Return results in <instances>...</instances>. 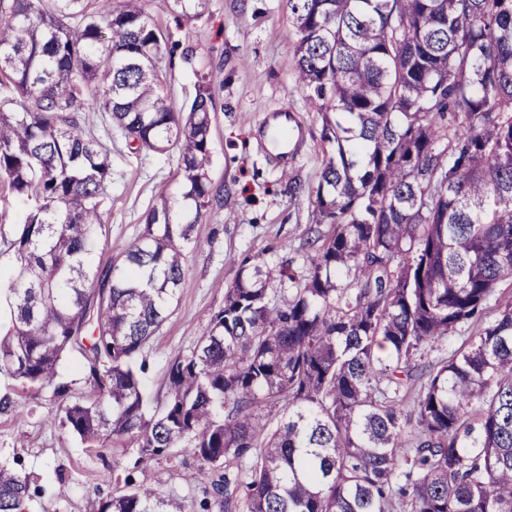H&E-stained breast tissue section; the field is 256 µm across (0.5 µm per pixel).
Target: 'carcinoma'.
Instances as JSON below:
<instances>
[{
  "instance_id": "obj_1",
  "label": "carcinoma",
  "mask_w": 512,
  "mask_h": 512,
  "mask_svg": "<svg viewBox=\"0 0 512 512\" xmlns=\"http://www.w3.org/2000/svg\"><path fill=\"white\" fill-rule=\"evenodd\" d=\"M147 2L0 0V189L28 205L0 233L16 260L0 373L37 393L80 353L89 391L64 407L69 429L143 459L192 449L224 512H512V0H288L296 83L333 146L309 195L310 267L297 284L242 262L194 349L170 357L159 408L143 351L212 202V97L166 103L171 50ZM90 106L179 157L180 196L160 195L104 273L112 167L82 128ZM277 279L293 287L273 303ZM39 491L0 467V512ZM99 512L188 509L128 475Z\"/></svg>"
}]
</instances>
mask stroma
<instances>
[{
    "instance_id": "1",
    "label": "stroma",
    "mask_w": 512,
    "mask_h": 512,
    "mask_svg": "<svg viewBox=\"0 0 512 512\" xmlns=\"http://www.w3.org/2000/svg\"><path fill=\"white\" fill-rule=\"evenodd\" d=\"M148 12L169 36L175 51L166 59L164 95L173 107L190 101L200 82L213 95L208 177L218 196L195 224L186 252L187 280L166 321L146 346L145 394L153 403L167 393V361L189 353L211 315L224 305V293L242 261L290 269L303 278L312 248L308 194L316 190L331 145L322 120L294 79V43L287 0H207L202 17L188 19L172 10V0H150ZM288 108L305 136L289 174L267 160L256 128L265 112ZM83 129L111 150L112 178L101 195L109 244L98 248L94 265L106 269L112 256L136 241L148 210L160 193H175L178 156L136 148L112 126L107 114L87 112ZM306 192L294 197L289 180ZM56 385L26 396L21 381L0 374V397L13 407L0 411V466H20L44 492L29 498L24 512H98L111 496L115 478L133 472L139 454L127 449L89 448L64 423L63 408L88 388L81 354L61 360ZM191 449L151 460L146 469L163 490L188 506L211 498L209 481L200 479Z\"/></svg>"
}]
</instances>
